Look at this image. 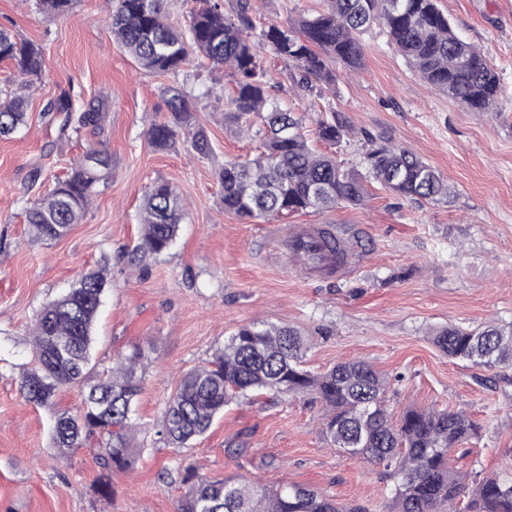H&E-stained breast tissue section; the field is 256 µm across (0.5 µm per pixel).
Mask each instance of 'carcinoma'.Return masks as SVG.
Returning a JSON list of instances; mask_svg holds the SVG:
<instances>
[{"instance_id": "cac0c4a2", "label": "carcinoma", "mask_w": 512, "mask_h": 512, "mask_svg": "<svg viewBox=\"0 0 512 512\" xmlns=\"http://www.w3.org/2000/svg\"><path fill=\"white\" fill-rule=\"evenodd\" d=\"M74 0H37L45 14L64 16ZM325 8L300 16L285 26L272 24L263 32L276 57L292 62L293 91L307 92L320 83L330 90L336 75L329 62L350 71L363 67L360 34L373 25L386 30L395 49L428 86L448 93L475 112L493 109L500 94L499 78L484 54L463 40L438 7V0H324ZM252 0H236L234 13L224 12V0H203L188 31L175 23L166 0H117L112 34L117 45L143 68L178 80L183 68L198 58L232 70L234 93L225 119L240 131L255 120L266 124L264 150L246 161H227L218 173L224 211L246 219H262L300 210L327 211L363 204V177L342 167L336 157L309 144L302 119L276 99L267 72L248 39L253 28ZM42 48L0 29V60L15 63L19 72L39 76ZM170 117L148 129L159 151L169 150L181 132L191 134V146L209 151L202 127L195 125L192 100L180 87L166 88ZM48 112L61 119L65 136L90 129L104 132L105 113L89 102L73 108L67 92L49 101ZM25 99L19 95L0 103V137L24 124ZM353 128L334 114L316 122L317 140L336 146L352 136ZM368 173L392 193L438 204L452 189L442 174L413 152L379 135L367 136ZM101 157L100 166L87 161ZM112 177V157L104 146H91L64 178L36 199L27 224L37 241L62 238L83 218L97 187ZM185 211L176 190L155 183L144 195L142 233L128 251L129 267L145 256H159L175 241ZM108 281L101 272L83 275L69 290L45 305L33 327L34 366L22 372L20 390L26 402L50 404L54 394L78 384L82 405L74 414L56 416L53 447L63 452L98 438L103 453L99 488L109 493L112 475L130 467L138 426L131 422L134 398L140 390L143 351L135 346L116 358L112 371L89 382L92 328ZM67 336L73 351L62 357L56 339ZM433 344L446 356L469 361L488 371L512 368V323L477 327L454 324L430 332ZM308 348L303 334L290 326L249 324L238 328L207 365L180 378L166 402L158 434L173 448H185L203 436L224 407L264 390L274 395L301 396L324 408L322 435L339 453L384 468L393 481L384 512H456L457 499L468 498L465 512H512V475H462L450 465L452 454L477 434V424L462 410L409 408L398 424L389 419V382L363 360L339 362L313 375L303 367ZM186 491L178 512H367L359 505H342L313 488L288 485L273 491L245 480L209 481L186 475Z\"/></svg>"}]
</instances>
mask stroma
Here are the masks:
<instances>
[{"mask_svg": "<svg viewBox=\"0 0 512 512\" xmlns=\"http://www.w3.org/2000/svg\"><path fill=\"white\" fill-rule=\"evenodd\" d=\"M36 0H0V27L43 49L30 88L12 62L0 61V92L23 91L25 124L0 138V512H176L186 471L211 479L254 480L275 489L310 486L342 504L381 512L393 483L383 468L336 452L321 428L323 409L292 395H257L225 407L187 448H171L157 430L180 375L206 365L225 339L252 323L291 326L310 340L305 367L322 373L364 360L393 377L386 406L463 410L481 430L455 454L465 471H512V369L497 387L482 367L448 359L429 333L447 324L512 323V0H438L456 32L484 53L500 79L494 111L474 112L427 88L385 30L361 36L364 66L336 74L333 92L294 95L293 64L262 37L271 23L318 11L322 0H254L249 38L272 94L304 116L307 129L337 113L355 134L336 146L344 168L363 171L367 135H384L435 167L455 193L449 202L413 203L369 181L358 207L299 211L248 221L225 213L217 174L225 160L255 157L260 139L224 119L233 78L222 67L188 68L183 79L210 144L208 154L179 140L157 151L147 130L169 116L171 79L142 69L112 35L115 0H75L67 16L40 13ZM70 91L75 108L101 101L104 132L59 138L43 109ZM104 143L112 177L79 224L61 239L35 241L25 210L68 170L71 159ZM41 169L38 183L30 174ZM169 182L186 214L171 248L129 270L123 250L137 241L140 206L155 181ZM343 227L362 258L336 279L284 272L273 226ZM104 271L110 283L99 310L92 364L111 368L131 346L144 353L142 390L132 415L141 426L130 472L96 484L98 444L59 452L55 415L76 411L80 390L58 392L51 406L27 403L20 376L33 364V323L42 307L82 275Z\"/></svg>", "mask_w": 512, "mask_h": 512, "instance_id": "35a3bbf8", "label": "stroma"}]
</instances>
